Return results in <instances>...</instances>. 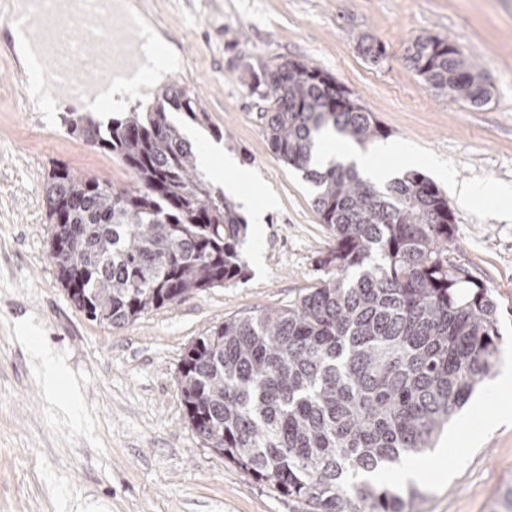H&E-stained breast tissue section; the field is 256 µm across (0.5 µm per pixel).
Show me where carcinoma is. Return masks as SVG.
Wrapping results in <instances>:
<instances>
[{"mask_svg":"<svg viewBox=\"0 0 512 512\" xmlns=\"http://www.w3.org/2000/svg\"><path fill=\"white\" fill-rule=\"evenodd\" d=\"M407 60L438 96L473 105L490 90L458 46L419 37ZM271 150L317 188L335 235L319 285L285 309L224 320L187 347L179 389L188 424L217 454L312 512H413L418 488L364 476L433 448L452 416L492 376L502 343L490 288L449 257L453 216L420 173L385 185L352 164L312 168L331 129L365 147L383 135L330 75L299 59L266 67ZM209 124L191 89L88 115L71 132L117 156L135 183L117 188L67 166L50 170V258L72 304L123 327L182 297L240 279L246 223L169 118Z\"/></svg>","mask_w":512,"mask_h":512,"instance_id":"cac0c4a2","label":"carcinoma"}]
</instances>
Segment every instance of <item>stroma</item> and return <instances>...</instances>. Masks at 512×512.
I'll return each instance as SVG.
<instances>
[{
  "mask_svg": "<svg viewBox=\"0 0 512 512\" xmlns=\"http://www.w3.org/2000/svg\"><path fill=\"white\" fill-rule=\"evenodd\" d=\"M17 0H0V512H304L206 448L189 426L178 387L181 360L224 320L287 307L322 277L315 261L333 244L313 204L314 187L272 152L265 101L254 87L266 65L300 59L334 77L372 112L384 142L425 157L457 181L512 186V0H138L137 8L177 64L164 82L196 93L209 116L174 119L199 149L217 144L251 171L267 224L248 226L245 278L194 292L122 327L90 321L69 300L49 258L44 184L57 163L133 185L130 169L63 123L68 112L99 119L151 104L137 88L120 104L90 93L56 94L53 111L30 92L26 34L8 21ZM421 35L455 43L486 77L480 106L436 95L406 60ZM380 42L371 61L359 37ZM440 190L446 180L436 179ZM450 247L455 264L498 302L501 357L512 361V221L456 196ZM64 372L71 400L48 394L26 337ZM512 390L476 391L426 454L413 512H506L512 489Z\"/></svg>",
  "mask_w": 512,
  "mask_h": 512,
  "instance_id": "1",
  "label": "stroma"
}]
</instances>
